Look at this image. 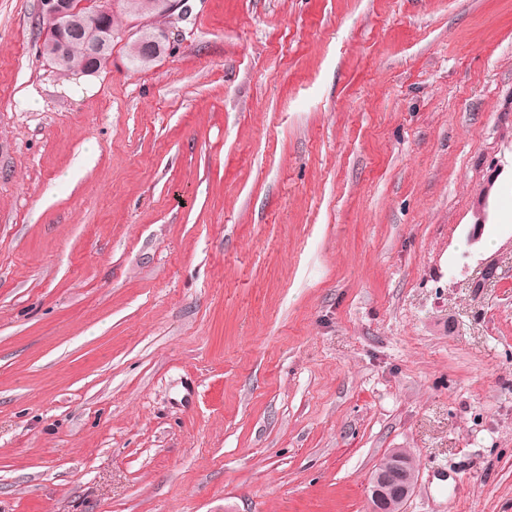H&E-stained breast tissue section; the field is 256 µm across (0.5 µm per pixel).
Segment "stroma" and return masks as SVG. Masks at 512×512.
Here are the masks:
<instances>
[{
    "instance_id": "stroma-1",
    "label": "stroma",
    "mask_w": 512,
    "mask_h": 512,
    "mask_svg": "<svg viewBox=\"0 0 512 512\" xmlns=\"http://www.w3.org/2000/svg\"><path fill=\"white\" fill-rule=\"evenodd\" d=\"M0 0V512H512V0H187L93 75ZM493 274L482 292L472 284ZM385 459L386 464L379 465L371 477L369 511L402 512L415 483L407 466L409 454L404 448H395Z\"/></svg>"
}]
</instances>
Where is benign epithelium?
Returning <instances> with one entry per match:
<instances>
[{
  "mask_svg": "<svg viewBox=\"0 0 512 512\" xmlns=\"http://www.w3.org/2000/svg\"><path fill=\"white\" fill-rule=\"evenodd\" d=\"M90 10V24L79 30L93 60L90 72L98 71L101 63L110 57L103 55L105 38L101 33L110 31L104 19L112 15V0H41L40 18L53 24L55 52L52 62L57 63L65 54L67 39L72 29L67 17L80 11ZM409 454L403 448H395L386 456V464L376 468L370 481L369 512H402L403 504L411 494L415 477L410 475L407 463Z\"/></svg>",
  "mask_w": 512,
  "mask_h": 512,
  "instance_id": "7a95c632",
  "label": "benign epithelium"
}]
</instances>
